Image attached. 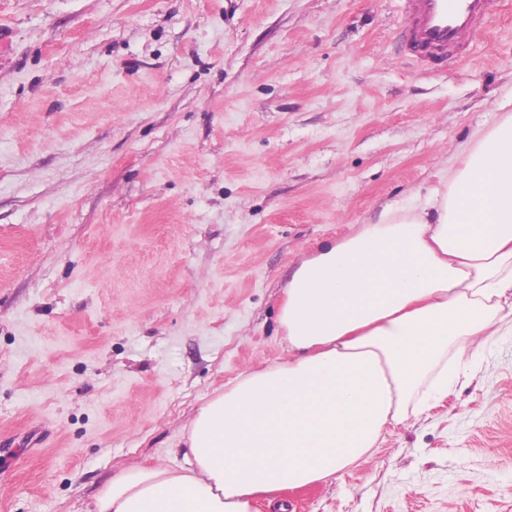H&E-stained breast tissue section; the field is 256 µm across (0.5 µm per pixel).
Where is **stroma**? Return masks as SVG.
<instances>
[{
  "label": "stroma",
  "instance_id": "35a3bbf8",
  "mask_svg": "<svg viewBox=\"0 0 512 512\" xmlns=\"http://www.w3.org/2000/svg\"><path fill=\"white\" fill-rule=\"evenodd\" d=\"M400 0H0V512L184 465L204 399L288 357L293 267L420 205L512 110V0L421 73ZM288 512H512V327Z\"/></svg>",
  "mask_w": 512,
  "mask_h": 512
}]
</instances>
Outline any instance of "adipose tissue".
Listing matches in <instances>:
<instances>
[{
  "label": "adipose tissue",
  "mask_w": 512,
  "mask_h": 512,
  "mask_svg": "<svg viewBox=\"0 0 512 512\" xmlns=\"http://www.w3.org/2000/svg\"><path fill=\"white\" fill-rule=\"evenodd\" d=\"M512 321V113L421 207L387 210L293 269L278 324L287 360L243 374L186 428V464L135 466L93 512H257L337 478L387 426L447 397L467 343Z\"/></svg>",
  "instance_id": "ef3b65f1"
}]
</instances>
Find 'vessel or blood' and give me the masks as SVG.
<instances>
[{
    "instance_id": "obj_1",
    "label": "vessel or blood",
    "mask_w": 512,
    "mask_h": 512,
    "mask_svg": "<svg viewBox=\"0 0 512 512\" xmlns=\"http://www.w3.org/2000/svg\"><path fill=\"white\" fill-rule=\"evenodd\" d=\"M401 2L400 45L405 62L419 71L469 47L490 22L496 4V0Z\"/></svg>"
}]
</instances>
